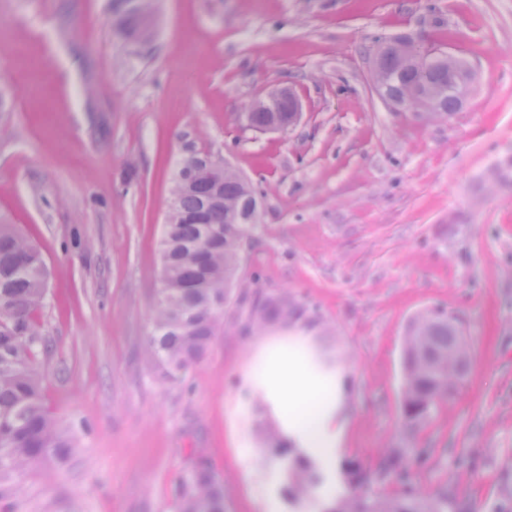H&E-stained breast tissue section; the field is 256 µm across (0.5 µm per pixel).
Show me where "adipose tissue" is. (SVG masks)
Masks as SVG:
<instances>
[{"instance_id":"obj_1","label":"adipose tissue","mask_w":512,"mask_h":512,"mask_svg":"<svg viewBox=\"0 0 512 512\" xmlns=\"http://www.w3.org/2000/svg\"><path fill=\"white\" fill-rule=\"evenodd\" d=\"M273 372L278 379L275 402L285 434L313 455H330L336 445L331 422L341 401L335 380L315 381L288 362L275 366Z\"/></svg>"}]
</instances>
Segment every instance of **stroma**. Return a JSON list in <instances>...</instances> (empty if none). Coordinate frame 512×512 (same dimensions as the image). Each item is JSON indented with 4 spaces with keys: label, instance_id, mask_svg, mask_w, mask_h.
<instances>
[{
    "label": "stroma",
    "instance_id": "35a3bbf8",
    "mask_svg": "<svg viewBox=\"0 0 512 512\" xmlns=\"http://www.w3.org/2000/svg\"><path fill=\"white\" fill-rule=\"evenodd\" d=\"M110 0H0V214L41 253L49 411L78 452L25 478L14 512H174L204 449L229 512H291L260 425L280 426L266 349L324 344L344 430L321 492L356 463L418 449L404 486L451 512H512V0H158L147 50L112 29ZM436 41L477 70L470 101L427 121L371 93L378 37ZM287 86L290 132L243 128L244 103ZM229 161L262 198L236 290L285 294L309 321L246 336L237 305L205 359L165 379L145 349L161 287L174 173ZM455 316L469 370L413 433L400 402L411 318Z\"/></svg>",
    "mask_w": 512,
    "mask_h": 512
}]
</instances>
